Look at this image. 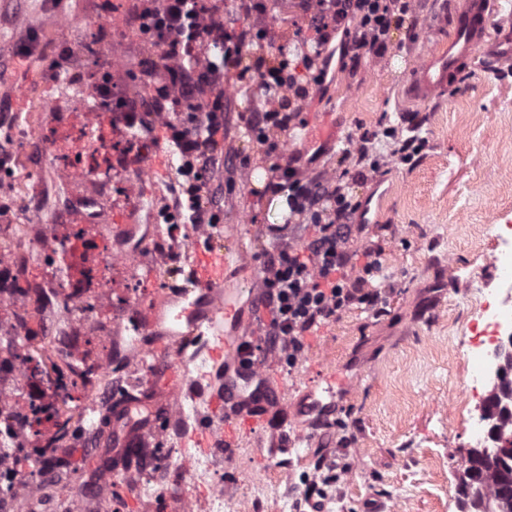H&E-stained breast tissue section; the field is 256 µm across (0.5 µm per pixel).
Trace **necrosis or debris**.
<instances>
[{"instance_id":"obj_1","label":"necrosis or debris","mask_w":512,"mask_h":512,"mask_svg":"<svg viewBox=\"0 0 512 512\" xmlns=\"http://www.w3.org/2000/svg\"><path fill=\"white\" fill-rule=\"evenodd\" d=\"M59 82L73 87L69 100H54L46 111L73 128L71 152L56 161L61 188L69 190L75 209L68 223H34L30 212L13 209L10 198L0 199V213L20 221V233L0 250V336L12 339V349L0 353V512H87L83 497L62 496L49 468L25 476L16 460L36 457L56 432L45 407L67 400L82 387L85 407L75 437L87 440L96 431L103 406L132 388L148 385L154 355L147 347L144 316L169 293L156 280L139 278L135 270L174 266L182 248L216 236L203 225L181 227L169 209L152 212L147 236L123 250L124 228L103 224L107 199L120 201L129 221H136L143 202L132 179L144 172L143 140L125 120H112L111 99L101 78L86 79L69 71ZM494 288L472 289L471 316L478 330L468 343L466 376L458 382L459 400L481 392L478 406L467 409L465 423L475 447L488 448L495 437L512 436V423L489 415L495 373L502 353L512 346V234L493 236ZM42 267L43 295L52 298L56 317L43 329L64 363L87 366L83 382L62 373L41 400L31 401L32 370L24 360L27 329L16 319L29 313L30 301L11 285L9 272L18 259ZM148 444L151 463L127 482L145 504L166 499L170 512H232L224 494V472L215 460H202L192 449L180 447L172 422L159 420Z\"/></svg>"}]
</instances>
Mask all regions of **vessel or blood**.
<instances>
[{
  "label": "vessel or blood",
  "instance_id": "obj_1",
  "mask_svg": "<svg viewBox=\"0 0 512 512\" xmlns=\"http://www.w3.org/2000/svg\"><path fill=\"white\" fill-rule=\"evenodd\" d=\"M486 0H465L448 31V42L431 49L414 67L407 87L410 98L425 102L448 87V79L460 62L490 53L512 58V43L504 45L492 37ZM251 254L237 245L225 244L197 251L192 265V283L180 287L171 299L175 312L166 307L154 309L148 327L154 341L170 349L189 350L195 372L177 373L174 363L157 359L150 382L156 386L153 411L173 413L182 400L204 401L208 424L198 426L188 440L205 455L235 445L238 425H246L257 439L266 440L273 453L292 447L283 428L270 426L273 417H287L289 411L311 417L325 425L336 415L335 368L317 362L311 367L308 388L296 405L288 403V386L272 380L271 356L246 353L248 342L257 339L265 318L261 313V275L255 274ZM245 271L240 287L228 285V274ZM200 349H192L193 340ZM145 428L115 432L101 437L100 445H113L112 455L120 457L144 448Z\"/></svg>",
  "mask_w": 512,
  "mask_h": 512
}]
</instances>
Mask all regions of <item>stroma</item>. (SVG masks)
<instances>
[{
	"mask_svg": "<svg viewBox=\"0 0 512 512\" xmlns=\"http://www.w3.org/2000/svg\"><path fill=\"white\" fill-rule=\"evenodd\" d=\"M0 0V112L16 128L0 146V164L18 177L19 201L35 200L38 218L62 224L66 209L52 157L41 139L54 135L65 147L68 133L55 128L44 101L65 95L51 80L53 68L116 71L147 54V44L125 19L135 0ZM451 0H416L415 11L393 27L383 56L346 59L323 99L314 101L291 152L323 153L316 170L334 174L337 150L358 127L376 125L382 113L403 118L428 141L413 166L389 163L383 173L351 182L352 194L370 201L371 225L352 250L382 245L389 291L388 313L375 318L354 309L305 338V357L287 377L292 396L306 388L311 363L324 359L350 389L337 396V421L269 457L253 436L224 454V485L241 512H278L281 499L297 498L303 476L320 460L344 474L334 493L336 512H369L370 504L394 512H458L461 463L470 452L455 410L456 376L464 365L459 339L467 332L470 284L491 282V224H512V77L505 65L479 56L450 75L448 88L428 103L405 93L414 65L448 37ZM96 25L101 50L93 57L62 60L75 24ZM37 31L40 54L15 49ZM249 153L236 171L233 193L218 195L224 209L221 236L242 239L256 262L271 243L269 230L305 241L302 226H286L284 197L266 193L270 162L238 129L224 141Z\"/></svg>",
	"mask_w": 512,
	"mask_h": 512,
	"instance_id": "obj_1",
	"label": "stroma"
}]
</instances>
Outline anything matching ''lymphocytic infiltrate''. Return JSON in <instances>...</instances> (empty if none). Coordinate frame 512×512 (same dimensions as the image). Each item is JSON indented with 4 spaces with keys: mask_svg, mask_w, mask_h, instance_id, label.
<instances>
[{
    "mask_svg": "<svg viewBox=\"0 0 512 512\" xmlns=\"http://www.w3.org/2000/svg\"><path fill=\"white\" fill-rule=\"evenodd\" d=\"M313 53L284 62L274 46L278 34L260 14V0H142L127 22L139 37L163 48L165 77L155 81V66L143 60L138 77L150 89L151 111H175L169 140L178 150V195L174 209L185 224H220L224 211L210 198L214 172L224 161V131L230 100L227 89L256 82L269 97L262 110L238 114L252 143L272 158L268 191L285 196L288 221L313 229L307 242L280 239L263 262V302L270 320L257 351L273 354L296 368L305 352L304 338L320 325L352 308L378 317L386 310L381 289L370 282L381 273V245L365 249L366 262L355 266L350 241L361 225L354 216L362 202L349 191L350 180L379 172L386 162L370 155L379 137L391 138L394 161L413 165L426 148L425 138L403 136L399 125L380 123L349 138L341 150L338 176L307 172L300 156L277 164L285 133L303 126L316 92L327 83L334 59L380 57L391 28L412 12V0H295Z\"/></svg>",
    "mask_w": 512,
    "mask_h": 512,
    "instance_id": "1",
    "label": "lymphocytic infiltrate"
}]
</instances>
